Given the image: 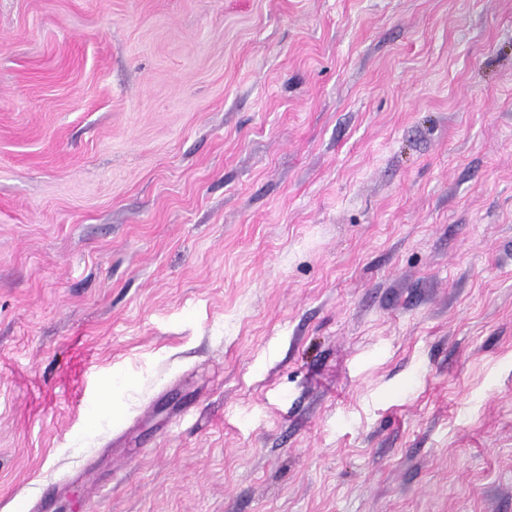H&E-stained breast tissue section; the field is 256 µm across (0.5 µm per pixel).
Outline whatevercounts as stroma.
<instances>
[{
    "label": "stroma",
    "instance_id": "1",
    "mask_svg": "<svg viewBox=\"0 0 512 512\" xmlns=\"http://www.w3.org/2000/svg\"><path fill=\"white\" fill-rule=\"evenodd\" d=\"M512 512V0H0V512Z\"/></svg>",
    "mask_w": 512,
    "mask_h": 512
}]
</instances>
